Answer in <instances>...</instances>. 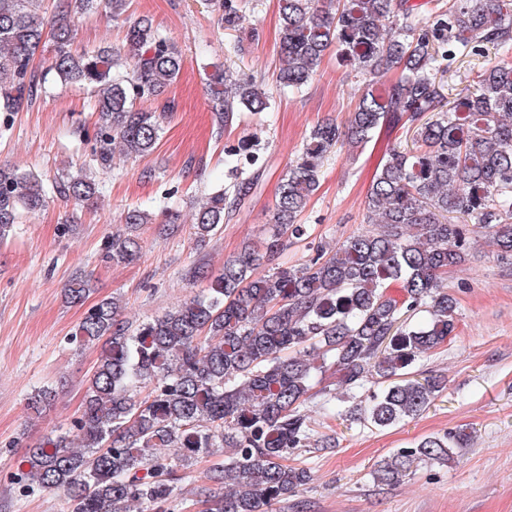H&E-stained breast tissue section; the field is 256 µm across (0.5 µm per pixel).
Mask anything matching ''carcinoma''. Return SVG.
<instances>
[{
  "label": "carcinoma",
  "instance_id": "obj_1",
  "mask_svg": "<svg viewBox=\"0 0 512 512\" xmlns=\"http://www.w3.org/2000/svg\"><path fill=\"white\" fill-rule=\"evenodd\" d=\"M43 0H0V113L20 112L37 97L31 63L42 43ZM120 18L126 0H57L54 55L48 72L96 93L98 119L82 142L104 168L112 147L125 157L150 153L159 139L156 113L136 107L180 74L181 52L148 19L129 26L131 64L110 47L76 52L67 24L73 12L99 7ZM281 25L280 84L301 89L336 50L355 70L374 77L341 131L325 121L312 128L304 151L282 178L272 208L275 230L224 261L209 294L195 296L150 322L120 318L115 297L88 310L74 337L106 338L109 348L86 382L81 416L65 434H47L21 460L25 491L60 490L67 512L153 510L173 500L181 461L229 449L210 480L224 485L210 512H273L310 480L288 464L311 446L304 404L334 370L365 405L347 411L322 392L328 419L354 415L383 430L424 413L443 381L409 372L417 358L455 330L456 299L443 290L448 269L465 260L469 224L491 234L512 256V9L505 0H449L428 21L408 0H277ZM491 66L466 59L488 53ZM470 82L454 92L441 74ZM219 118L270 107L256 81L216 69L209 84ZM388 124L409 134L376 172L365 201L377 228L327 249L302 266L275 265L288 238L305 234L297 216L319 185L326 156L347 143L362 147ZM253 180L236 183L232 198L212 194L195 218L198 248L207 245L226 212L250 195ZM65 199L94 201L99 187L87 173L53 186ZM39 176L0 167V239L21 212L44 203ZM140 253L130 237L112 236L107 258L130 263ZM270 273L253 275L261 261ZM85 280L66 288L80 303ZM53 397L42 388L27 398L38 412ZM468 441L462 431L423 439L374 465L380 483L398 484L418 463H445Z\"/></svg>",
  "mask_w": 512,
  "mask_h": 512
}]
</instances>
